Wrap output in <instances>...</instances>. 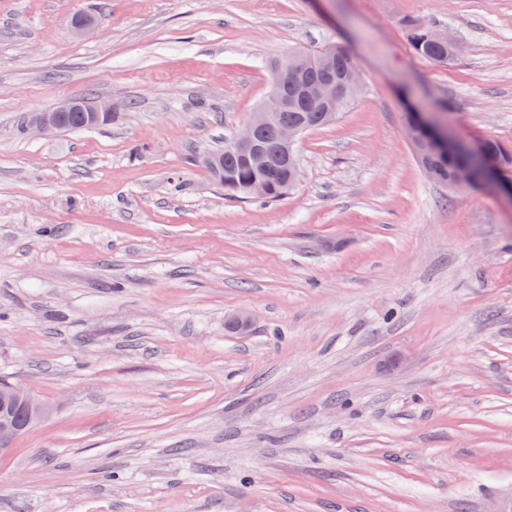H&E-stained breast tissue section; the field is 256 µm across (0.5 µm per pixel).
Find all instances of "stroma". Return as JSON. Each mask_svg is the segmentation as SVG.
I'll return each instance as SVG.
<instances>
[{"label":"stroma","mask_w":512,"mask_h":512,"mask_svg":"<svg viewBox=\"0 0 512 512\" xmlns=\"http://www.w3.org/2000/svg\"><path fill=\"white\" fill-rule=\"evenodd\" d=\"M77 13L99 20L74 37ZM413 23L455 47L416 55ZM362 90L303 176L198 163L269 65ZM86 93L109 125L25 132ZM512 147V0H0V378L50 403L0 512H491L512 492V196L431 181L405 105ZM242 309L244 333L227 329Z\"/></svg>","instance_id":"1"}]
</instances>
